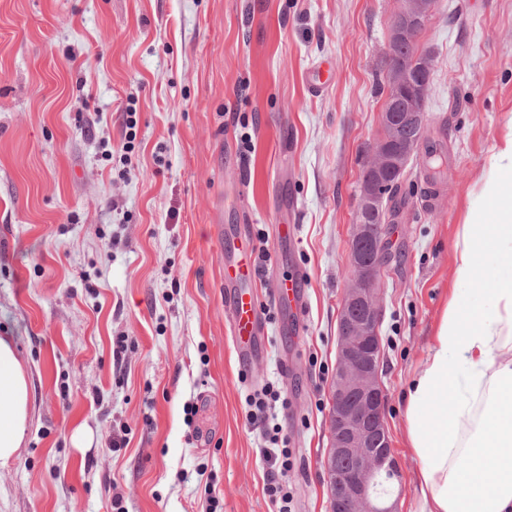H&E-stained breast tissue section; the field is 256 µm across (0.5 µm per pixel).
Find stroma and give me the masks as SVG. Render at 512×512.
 Segmentation results:
<instances>
[{
    "mask_svg": "<svg viewBox=\"0 0 512 512\" xmlns=\"http://www.w3.org/2000/svg\"><path fill=\"white\" fill-rule=\"evenodd\" d=\"M398 5L0 0V336L33 393L19 455L0 464V512H113L118 496L125 512H207L209 484L220 512H275L247 404L268 384L288 400L275 422L293 453L295 510L331 512L338 311ZM418 41L432 52L428 131L447 162L429 205L422 165L407 167L387 226L380 377L397 512H416L403 393L512 116V0H436ZM281 224L296 225L292 240L279 241ZM244 238L267 254L257 292L269 320L245 368L224 288ZM295 272L299 327L268 304ZM80 425L85 448L70 441Z\"/></svg>",
    "mask_w": 512,
    "mask_h": 512,
    "instance_id": "1",
    "label": "stroma"
}]
</instances>
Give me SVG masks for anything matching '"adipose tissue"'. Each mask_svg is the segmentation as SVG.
Returning <instances> with one entry per match:
<instances>
[{
  "mask_svg": "<svg viewBox=\"0 0 512 512\" xmlns=\"http://www.w3.org/2000/svg\"><path fill=\"white\" fill-rule=\"evenodd\" d=\"M477 195L455 245L457 287L403 395L419 512H512V130ZM489 251L499 271L472 289ZM31 403L25 365L0 336V463L17 456Z\"/></svg>",
  "mask_w": 512,
  "mask_h": 512,
  "instance_id": "1",
  "label": "adipose tissue"
}]
</instances>
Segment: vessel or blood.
<instances>
[{"label": "vessel or blood", "instance_id": "b4317fda", "mask_svg": "<svg viewBox=\"0 0 512 512\" xmlns=\"http://www.w3.org/2000/svg\"><path fill=\"white\" fill-rule=\"evenodd\" d=\"M252 253L250 246H242L239 258L232 264L230 271L224 274L225 279L233 285L230 293L233 350L238 361L243 364L248 363L256 354L264 329L261 305L252 290L257 280ZM303 296L302 281L295 277L282 282L277 291L280 303L293 304L301 312L306 309Z\"/></svg>", "mask_w": 512, "mask_h": 512}]
</instances>
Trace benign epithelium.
<instances>
[{
	"label": "benign epithelium",
	"instance_id": "obj_1",
	"mask_svg": "<svg viewBox=\"0 0 512 512\" xmlns=\"http://www.w3.org/2000/svg\"><path fill=\"white\" fill-rule=\"evenodd\" d=\"M435 0H400L391 18L387 52V92L402 96L395 108L386 97L380 112L382 134L372 148L370 170L361 176L356 199L355 224L349 252L351 280L345 289L338 320V360L332 388L331 445L328 464L348 458L354 466L340 482L329 484L332 512H395L373 490L374 475L391 454L385 426V393L379 379L381 341V273L389 262L381 208L386 191L395 186L411 160L417 157L415 141L396 146L407 127L427 122L429 80H413L394 63L393 48L411 44L425 29Z\"/></svg>",
	"mask_w": 512,
	"mask_h": 512
}]
</instances>
